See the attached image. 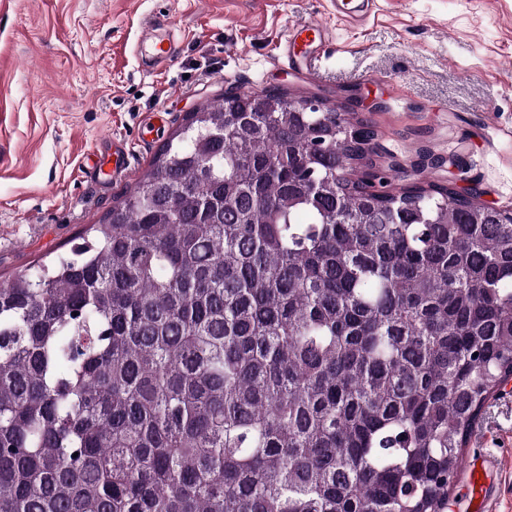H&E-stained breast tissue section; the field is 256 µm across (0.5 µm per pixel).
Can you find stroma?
<instances>
[{"mask_svg": "<svg viewBox=\"0 0 512 512\" xmlns=\"http://www.w3.org/2000/svg\"><path fill=\"white\" fill-rule=\"evenodd\" d=\"M167 15L176 47L147 72L145 26ZM328 29L308 65L286 61L294 25ZM280 90L368 119L393 189L478 186L512 207V0H0V282L33 271L98 223L144 175L186 116L225 94ZM128 153L95 184L88 157ZM460 156L463 166L447 165ZM512 512V379L461 451L448 512H476L473 467Z\"/></svg>", "mask_w": 512, "mask_h": 512, "instance_id": "obj_1", "label": "stroma"}]
</instances>
